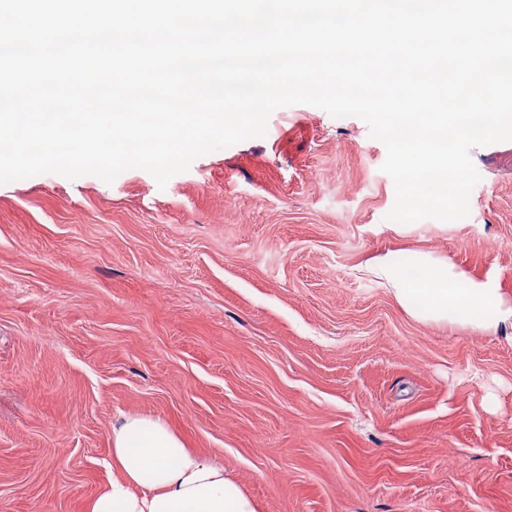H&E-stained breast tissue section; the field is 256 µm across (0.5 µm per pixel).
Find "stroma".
I'll use <instances>...</instances> for the list:
<instances>
[{
	"label": "stroma",
	"instance_id": "stroma-1",
	"mask_svg": "<svg viewBox=\"0 0 512 512\" xmlns=\"http://www.w3.org/2000/svg\"><path fill=\"white\" fill-rule=\"evenodd\" d=\"M386 156L296 104L163 188L0 185V512H85L124 413L259 512H512V320L418 321L369 272L423 256L512 302V141L472 149L453 221L389 220Z\"/></svg>",
	"mask_w": 512,
	"mask_h": 512
}]
</instances>
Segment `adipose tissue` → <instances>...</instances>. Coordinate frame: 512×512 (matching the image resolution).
<instances>
[{
  "label": "adipose tissue",
  "mask_w": 512,
  "mask_h": 512,
  "mask_svg": "<svg viewBox=\"0 0 512 512\" xmlns=\"http://www.w3.org/2000/svg\"><path fill=\"white\" fill-rule=\"evenodd\" d=\"M375 273L423 321L489 328L512 318L498 289L449 263L425 259L410 272L383 261ZM111 450L112 479L86 512H257L223 465L189 451L163 420L123 415L112 427Z\"/></svg>",
  "instance_id": "adipose-tissue-1"
}]
</instances>
